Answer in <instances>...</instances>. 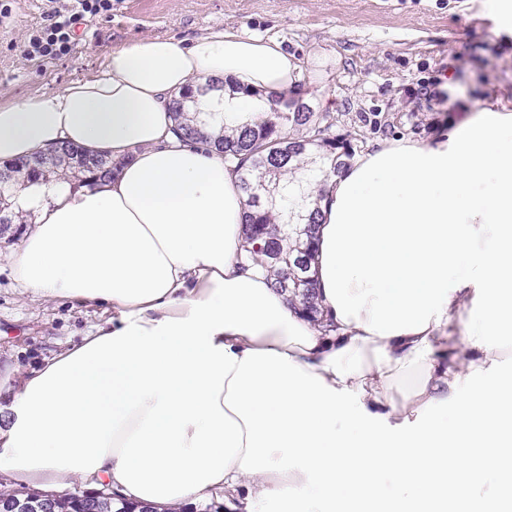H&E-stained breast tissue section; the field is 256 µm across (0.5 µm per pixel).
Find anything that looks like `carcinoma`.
Returning <instances> with one entry per match:
<instances>
[{
  "label": "carcinoma",
  "mask_w": 512,
  "mask_h": 512,
  "mask_svg": "<svg viewBox=\"0 0 512 512\" xmlns=\"http://www.w3.org/2000/svg\"><path fill=\"white\" fill-rule=\"evenodd\" d=\"M216 89L187 88L176 101L174 117L178 134L189 144L209 142L224 154V162L235 164L244 171L241 189L247 196L248 209L242 224L244 258L260 264L273 286L288 294V301L300 305L314 319L318 315L315 283L311 275L317 234V212L311 209L316 201L309 200L306 230L299 236H286L284 224L275 221L272 210L277 208L263 200L270 179L282 175L287 165L299 161L306 153L319 159L317 172L326 180L336 175L354 158L358 145L348 135L336 133L341 116L333 112H315L296 99L287 102L288 112H270L266 118L237 135H222L208 139L203 128L188 116L187 103L196 95ZM59 156L40 171L31 168V160L0 166V224H24L26 220L15 210L14 192L24 184L48 181L57 177H73L82 182L111 177L119 164L111 158L89 154L82 148L65 144L55 149ZM64 512H91L87 495L75 491L65 495H50Z\"/></svg>",
  "instance_id": "obj_1"
}]
</instances>
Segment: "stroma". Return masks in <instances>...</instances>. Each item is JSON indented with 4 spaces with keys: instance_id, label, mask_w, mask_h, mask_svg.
Listing matches in <instances>:
<instances>
[{
    "instance_id": "stroma-1",
    "label": "stroma",
    "mask_w": 512,
    "mask_h": 512,
    "mask_svg": "<svg viewBox=\"0 0 512 512\" xmlns=\"http://www.w3.org/2000/svg\"><path fill=\"white\" fill-rule=\"evenodd\" d=\"M42 0H13L0 23V102L59 90L97 74L112 45L157 36L191 39L233 28L277 39L301 60L297 99L314 111L370 117L368 145L395 136L428 140L452 114L417 94L421 82L455 72V93L478 110L512 109V34L497 32L490 0H112V16L80 28L72 54L43 65L18 51ZM24 229L0 236V397L25 372L82 343L107 320L99 308L46 300L16 283L11 256Z\"/></svg>"
}]
</instances>
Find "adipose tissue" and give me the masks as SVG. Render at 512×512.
<instances>
[{
  "label": "adipose tissue",
  "instance_id": "obj_1",
  "mask_svg": "<svg viewBox=\"0 0 512 512\" xmlns=\"http://www.w3.org/2000/svg\"><path fill=\"white\" fill-rule=\"evenodd\" d=\"M301 78L276 40L221 28L117 44L97 75L0 103V164L64 143L120 164L19 190V287L112 316L21 380L15 482L94 476L155 507L221 487L226 512L287 490L282 512L512 503V111L384 140L313 188L315 323L244 264L240 176L173 119L210 79L196 109L230 134Z\"/></svg>",
  "mask_w": 512,
  "mask_h": 512
}]
</instances>
